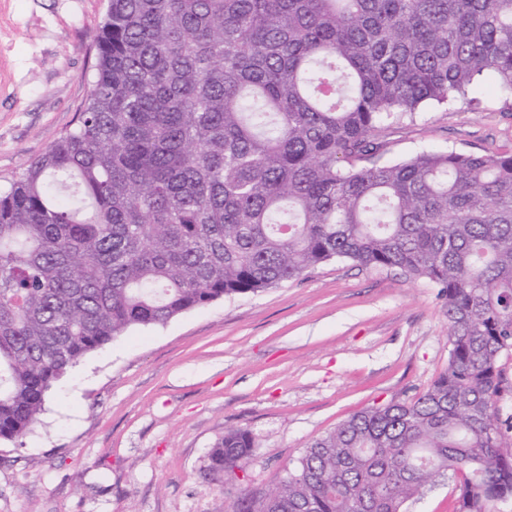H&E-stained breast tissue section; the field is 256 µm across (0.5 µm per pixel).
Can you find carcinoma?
I'll list each match as a JSON object with an SVG mask.
<instances>
[{
	"label": "carcinoma",
	"instance_id": "carcinoma-1",
	"mask_svg": "<svg viewBox=\"0 0 512 512\" xmlns=\"http://www.w3.org/2000/svg\"><path fill=\"white\" fill-rule=\"evenodd\" d=\"M95 44L77 126L0 192V440L129 328L350 260L439 288L448 368L315 439L248 512H404L449 473L456 512L512 499V154L378 142L479 105L489 72L512 96V0H108ZM253 452L231 429L209 471ZM503 392L497 402L499 417L502 420L512 417V354L504 355L500 362Z\"/></svg>",
	"mask_w": 512,
	"mask_h": 512
}]
</instances>
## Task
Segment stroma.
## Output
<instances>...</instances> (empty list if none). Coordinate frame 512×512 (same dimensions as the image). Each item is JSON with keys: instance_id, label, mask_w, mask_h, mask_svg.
I'll return each instance as SVG.
<instances>
[{"instance_id": "1", "label": "stroma", "mask_w": 512, "mask_h": 512, "mask_svg": "<svg viewBox=\"0 0 512 512\" xmlns=\"http://www.w3.org/2000/svg\"><path fill=\"white\" fill-rule=\"evenodd\" d=\"M107 0H0V187L72 129L89 91ZM457 104L390 125L387 159L423 149L512 151L494 78ZM448 320L428 280L330 260L301 279L136 327L83 358L33 432L0 441V512H238L275 489L313 440L350 415L411 402L448 366ZM254 460L205 477L225 432ZM439 478L407 512H455Z\"/></svg>"}]
</instances>
